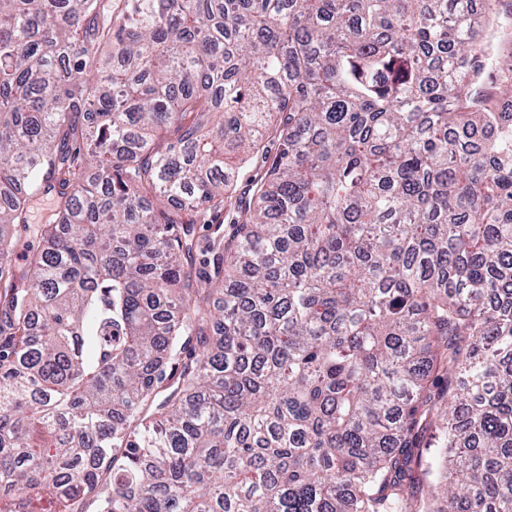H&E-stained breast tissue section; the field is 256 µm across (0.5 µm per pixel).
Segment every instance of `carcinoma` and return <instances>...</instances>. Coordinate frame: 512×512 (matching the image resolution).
<instances>
[{
    "instance_id": "carcinoma-1",
    "label": "carcinoma",
    "mask_w": 512,
    "mask_h": 512,
    "mask_svg": "<svg viewBox=\"0 0 512 512\" xmlns=\"http://www.w3.org/2000/svg\"><path fill=\"white\" fill-rule=\"evenodd\" d=\"M473 2L0 0V512H512V3ZM55 207V199L51 196H39L31 202L30 220L28 229L15 230L11 228L7 243L13 249L14 265L21 270L27 267V256L43 246L40 236V225L45 224V217Z\"/></svg>"
}]
</instances>
